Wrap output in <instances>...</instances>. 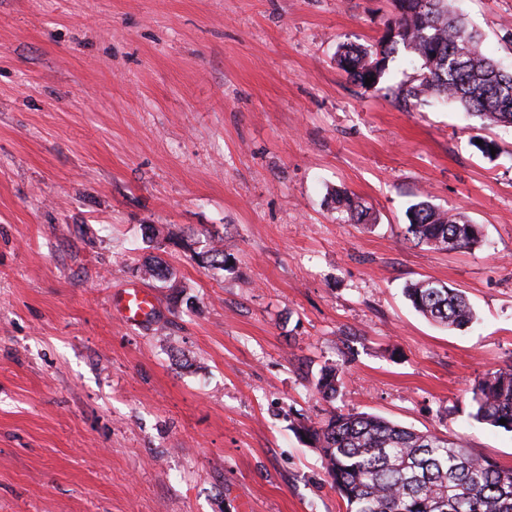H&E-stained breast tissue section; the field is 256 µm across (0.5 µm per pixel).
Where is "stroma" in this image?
I'll return each mask as SVG.
<instances>
[{
    "label": "stroma",
    "mask_w": 512,
    "mask_h": 512,
    "mask_svg": "<svg viewBox=\"0 0 512 512\" xmlns=\"http://www.w3.org/2000/svg\"><path fill=\"white\" fill-rule=\"evenodd\" d=\"M512 67V0H456ZM392 0H0V512H345L299 420L332 408L512 467L468 390L512 365V128L377 87ZM358 198L346 224L336 196ZM425 200L481 246L406 242ZM226 232L227 270L202 267ZM172 277H149L145 264ZM461 290L438 328L405 285ZM154 295L125 323L112 298ZM342 368L335 402L315 388ZM155 301L142 288H124L120 302L122 319L131 325L148 320L154 313Z\"/></svg>",
    "instance_id": "35a3bbf8"
}]
</instances>
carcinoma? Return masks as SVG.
<instances>
[{"mask_svg":"<svg viewBox=\"0 0 512 512\" xmlns=\"http://www.w3.org/2000/svg\"><path fill=\"white\" fill-rule=\"evenodd\" d=\"M397 20L374 46L344 44L337 64L360 85L379 84L389 58L405 50L420 71L400 86L403 98L427 96L451 100L488 124L512 127V70L488 57L482 36L469 26L451 0H394ZM349 224H365L370 214L359 201L340 197ZM407 240L455 252L480 242L478 225L459 213L426 201L411 205ZM206 266L225 270L232 253L224 237L210 240ZM413 308L445 329L471 323L474 310L465 295L433 281L404 287ZM343 378L324 366L316 382L323 397L334 400ZM470 417L512 432V365L488 373L469 390ZM506 420V424L499 420ZM300 429L320 452L332 488L346 512H512V468L465 448L446 436L415 431L368 413L333 409L325 420Z\"/></svg>","mask_w":512,"mask_h":512,"instance_id":"1","label":"carcinoma"}]
</instances>
